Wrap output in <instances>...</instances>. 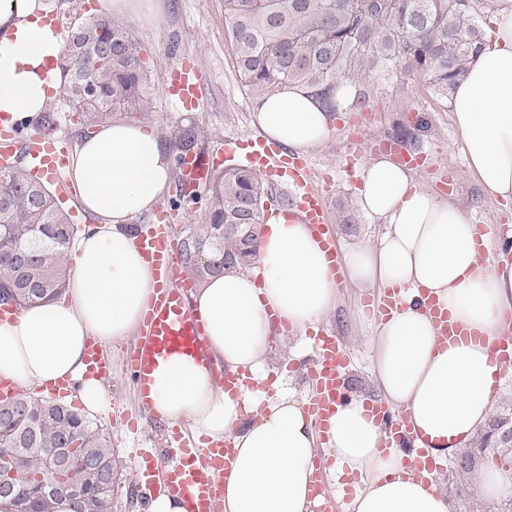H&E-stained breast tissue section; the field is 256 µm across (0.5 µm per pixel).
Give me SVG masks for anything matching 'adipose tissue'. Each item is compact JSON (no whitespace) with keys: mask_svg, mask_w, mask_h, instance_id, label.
<instances>
[{"mask_svg":"<svg viewBox=\"0 0 512 512\" xmlns=\"http://www.w3.org/2000/svg\"><path fill=\"white\" fill-rule=\"evenodd\" d=\"M495 28L451 91L450 106L468 167L486 196L512 202V0H495ZM63 40L43 22L36 0H0V112H39L57 86L53 66ZM257 119L277 142L306 150L334 132L328 113L304 88L290 85L264 99ZM69 174L78 202L97 217L78 243L80 261L62 300L33 301L15 322L0 324V378L41 387L78 384L88 411L102 408L101 380L88 373V343L108 348L141 326L155 280L129 232L168 184L169 159L158 135L115 121L76 150ZM356 197L361 212L386 224L373 243L352 247L343 273L355 287L399 291L404 302L376 322L369 342L379 392L393 411L441 450L462 446L493 408L496 368L488 343L512 324V259L483 260L477 225L466 213L419 189L409 171L385 156L363 166ZM260 247L247 272L209 277L192 297L211 363L184 355L152 374L149 409L188 422L215 441L231 439L234 457L224 486V512H312L317 436L304 403L290 390L268 398L265 357L274 320L305 333L335 308L338 288L307 225L277 215L257 229ZM427 294L450 322L480 341L442 340ZM250 375L238 395L224 392L212 372ZM257 407L245 422L242 405ZM327 444L337 467L365 475L353 512H451L434 482L406 471L400 449L380 446L382 427L366 400L350 397L328 421Z\"/></svg>","mask_w":512,"mask_h":512,"instance_id":"ef3b65f1","label":"adipose tissue"}]
</instances>
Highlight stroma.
Masks as SVG:
<instances>
[{
	"mask_svg": "<svg viewBox=\"0 0 512 512\" xmlns=\"http://www.w3.org/2000/svg\"><path fill=\"white\" fill-rule=\"evenodd\" d=\"M151 8L130 26L140 46V59L147 74L145 91L152 101L150 112L137 115V122L155 131L161 142L170 133L190 126L201 129L199 153L210 152L222 140L246 141L261 135L255 100L241 82L231 46L226 37L224 0H150ZM193 56L208 81L203 108L188 109L166 98L162 80L182 56ZM425 118L416 127L417 118ZM333 136L306 150L327 198L329 227L339 250L372 242L384 231L382 222L361 214L355 198L359 184L347 176L345 167L352 154L361 158L386 153L388 147L421 153L424 166L414 169L415 184L439 199L460 206L472 223L490 237L488 258H496L498 225H512V208L483 196L472 176L463 144L449 106L438 100L419 79H390L367 92L364 112H338ZM367 293L353 287L339 291V304L322 323L342 338L349 355L346 368L352 391L378 397L372 377L373 351L367 338L374 324L366 310ZM274 350L270 379L288 383L301 397H309L311 383L306 368L313 358L310 336L287 335L272 340ZM126 344L108 349L112 374L104 379L107 404L92 420L110 438L121 475L112 488L107 512H141L144 496L133 481V462L139 450L165 454L172 427L146 412L135 398L125 368Z\"/></svg>",
	"mask_w": 512,
	"mask_h": 512,
	"instance_id": "1",
	"label": "stroma"
}]
</instances>
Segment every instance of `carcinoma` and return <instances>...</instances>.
Listing matches in <instances>:
<instances>
[{"label": "carcinoma", "mask_w": 512, "mask_h": 512, "mask_svg": "<svg viewBox=\"0 0 512 512\" xmlns=\"http://www.w3.org/2000/svg\"><path fill=\"white\" fill-rule=\"evenodd\" d=\"M227 35L243 86L257 100L286 85L306 88L333 115L336 90L355 86L351 109L366 104V88L390 77H416L441 99L466 70L483 33L470 0H224ZM63 101L103 126L119 114L148 112L137 41L130 25L99 18L72 26L62 52ZM194 127L171 132L177 153L195 149ZM269 198L254 172L231 166L207 189L205 223L180 242L184 262L199 279L224 271V258L241 261L257 254V237L246 241L224 233L226 224H258ZM78 233L57 200L29 170H0V305L23 307L49 302L66 287L64 255ZM512 401L493 411L469 448L457 455L456 471L492 458L512 469ZM69 449V464L90 461L109 476L120 475L102 429L79 410L56 400L19 394L0 401V481L20 478L25 499L20 512H55L67 494L38 491L43 469ZM474 487L460 483L451 492L461 509ZM106 501L88 485L74 512H105Z\"/></svg>", "instance_id": "carcinoma-1"}]
</instances>
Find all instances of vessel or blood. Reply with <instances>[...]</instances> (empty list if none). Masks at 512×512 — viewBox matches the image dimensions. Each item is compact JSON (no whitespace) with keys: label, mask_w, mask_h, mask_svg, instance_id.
Returning a JSON list of instances; mask_svg holds the SVG:
<instances>
[{"label":"vessel or blood","mask_w":512,"mask_h":512,"mask_svg":"<svg viewBox=\"0 0 512 512\" xmlns=\"http://www.w3.org/2000/svg\"><path fill=\"white\" fill-rule=\"evenodd\" d=\"M163 91L185 107L198 109L204 104L206 79L192 59L173 65L163 79ZM71 141L57 131L28 132L11 114L0 113V168L14 167L25 159L33 176L50 175L57 195L68 199L72 189L66 177ZM237 161L265 175L277 177L289 186L297 200L298 216L307 224L324 251L332 272H339L335 237L327 229V207L323 191L313 183L308 161L290 154L275 143L257 137L229 146L214 157L195 153L183 155L178 175L183 186L200 192L208 185L213 171L222 162ZM176 212L159 207L149 223L138 226L135 245L155 273L156 285L144 317L138 343L128 352L126 361L140 398L148 396L149 376L161 360L178 353L207 359L208 352L200 323L186 301L191 283L176 265L179 241L171 227ZM317 356L308 369L313 394L308 412L318 429H326L337 405L346 396V353L339 336L320 332L316 339ZM369 414L384 426L383 448L415 446L416 453L405 458L407 468L416 472L441 469L446 459L433 454L427 436L414 432L406 417H392L381 399L368 402ZM182 457L164 463L152 453L140 455L135 462L137 485L149 490L155 473H162L167 489L185 498L188 512H221L224 479L233 458L231 441L179 440Z\"/></svg>","instance_id":"vessel-or-blood-1"}]
</instances>
